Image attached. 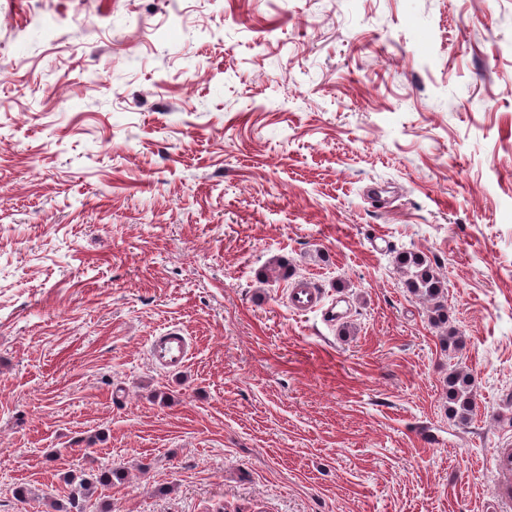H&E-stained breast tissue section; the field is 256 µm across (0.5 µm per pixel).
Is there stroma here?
<instances>
[{"label": "stroma", "instance_id": "1", "mask_svg": "<svg viewBox=\"0 0 512 512\" xmlns=\"http://www.w3.org/2000/svg\"><path fill=\"white\" fill-rule=\"evenodd\" d=\"M509 392L512 0H0V512H487ZM398 263L405 268L408 278L405 287L414 295L434 301L433 320L439 324L448 321V314L440 302L446 288L422 255L413 251H403L397 257ZM339 302L332 300L326 306L323 290L315 280L308 277L297 278L288 288V305L294 313L307 314L321 311L323 321L332 326L344 319L346 314L337 309ZM191 352L189 338L174 326L151 336L148 348L151 363L165 372L184 368L190 359ZM448 412L466 420L474 405L473 381L468 374H448ZM92 485L81 480L75 485V490L68 499L67 505L64 503H54L51 505V508L56 512H85V502L94 493Z\"/></svg>", "mask_w": 512, "mask_h": 512}]
</instances>
